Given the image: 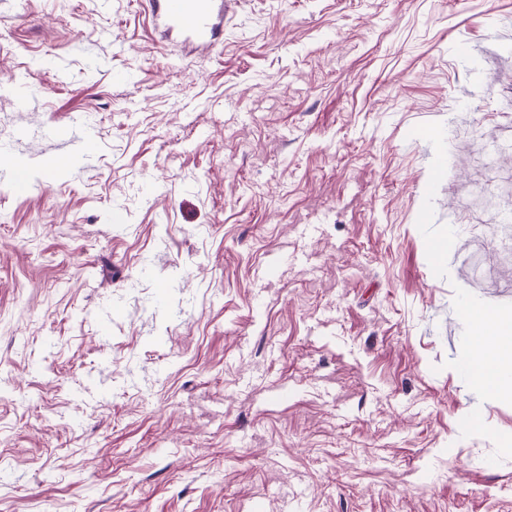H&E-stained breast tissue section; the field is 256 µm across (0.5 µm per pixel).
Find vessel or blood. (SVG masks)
<instances>
[{
	"mask_svg": "<svg viewBox=\"0 0 512 512\" xmlns=\"http://www.w3.org/2000/svg\"><path fill=\"white\" fill-rule=\"evenodd\" d=\"M146 9L154 28L205 55L223 40L233 0H147Z\"/></svg>",
	"mask_w": 512,
	"mask_h": 512,
	"instance_id": "1",
	"label": "vessel or blood"
}]
</instances>
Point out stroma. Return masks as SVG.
<instances>
[{"instance_id":"obj_1","label":"stroma","mask_w":512,"mask_h":512,"mask_svg":"<svg viewBox=\"0 0 512 512\" xmlns=\"http://www.w3.org/2000/svg\"><path fill=\"white\" fill-rule=\"evenodd\" d=\"M462 128L512 135V0H236L204 57L0 0V512H512V401L453 366L512 312L467 197L512 162Z\"/></svg>"}]
</instances>
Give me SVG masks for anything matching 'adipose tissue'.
<instances>
[{
    "label": "adipose tissue",
    "instance_id": "1",
    "mask_svg": "<svg viewBox=\"0 0 512 512\" xmlns=\"http://www.w3.org/2000/svg\"><path fill=\"white\" fill-rule=\"evenodd\" d=\"M461 315L474 328L467 365L469 389L478 395L512 400V313L468 307Z\"/></svg>",
    "mask_w": 512,
    "mask_h": 512
}]
</instances>
